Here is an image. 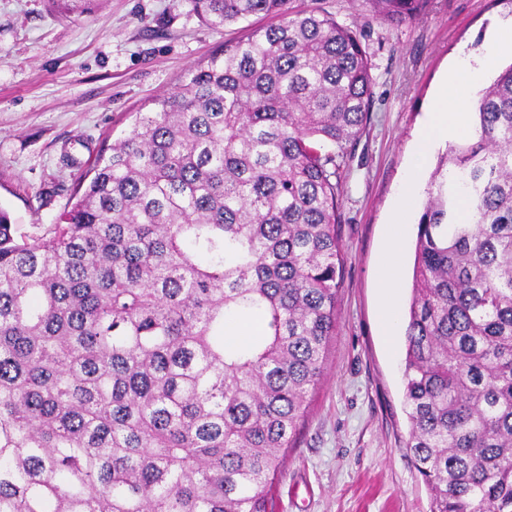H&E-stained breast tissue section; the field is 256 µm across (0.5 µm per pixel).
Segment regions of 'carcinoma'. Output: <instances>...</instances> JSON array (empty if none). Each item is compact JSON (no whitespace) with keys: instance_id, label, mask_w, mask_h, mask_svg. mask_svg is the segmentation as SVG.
Instances as JSON below:
<instances>
[{"instance_id":"carcinoma-1","label":"carcinoma","mask_w":512,"mask_h":512,"mask_svg":"<svg viewBox=\"0 0 512 512\" xmlns=\"http://www.w3.org/2000/svg\"><path fill=\"white\" fill-rule=\"evenodd\" d=\"M189 2L278 23L157 97L43 234L0 209V512H268L320 378L370 57L292 0ZM426 3L363 0L398 23ZM475 116L432 172L406 314L430 512H512V63Z\"/></svg>"}]
</instances>
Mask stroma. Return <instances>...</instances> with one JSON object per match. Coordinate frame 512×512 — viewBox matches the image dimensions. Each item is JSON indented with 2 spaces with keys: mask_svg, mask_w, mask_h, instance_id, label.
Here are the masks:
<instances>
[{
  "mask_svg": "<svg viewBox=\"0 0 512 512\" xmlns=\"http://www.w3.org/2000/svg\"><path fill=\"white\" fill-rule=\"evenodd\" d=\"M293 5L362 28L373 87L342 173L336 332L275 482L273 512H430L404 448L405 338L389 345L382 335L379 277L389 226L400 221L398 303L407 310L429 171L404 213L394 207L416 134L451 65L496 41L512 20V0H429L399 25L376 19L360 0ZM271 23L253 16L215 30L189 0H95L91 13L68 16L52 0H0V208L21 233L42 234L136 113L175 91L224 42Z\"/></svg>",
  "mask_w": 512,
  "mask_h": 512,
  "instance_id": "35a3bbf8",
  "label": "stroma"
}]
</instances>
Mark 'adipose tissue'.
I'll use <instances>...</instances> for the list:
<instances>
[{
  "instance_id": "1",
  "label": "adipose tissue",
  "mask_w": 512,
  "mask_h": 512,
  "mask_svg": "<svg viewBox=\"0 0 512 512\" xmlns=\"http://www.w3.org/2000/svg\"><path fill=\"white\" fill-rule=\"evenodd\" d=\"M497 59L495 49H486L479 55L462 57L449 72L444 82L431 117L416 139L415 157L417 165L409 172L408 182H416L419 167L428 160L433 147L450 140L454 133L465 124L467 116L464 111L463 91H475L484 71L491 68Z\"/></svg>"
}]
</instances>
